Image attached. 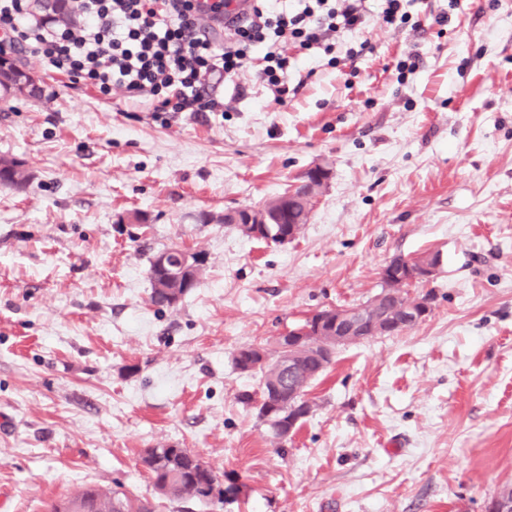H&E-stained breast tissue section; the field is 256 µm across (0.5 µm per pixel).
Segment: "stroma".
I'll return each instance as SVG.
<instances>
[{
    "label": "stroma",
    "mask_w": 512,
    "mask_h": 512,
    "mask_svg": "<svg viewBox=\"0 0 512 512\" xmlns=\"http://www.w3.org/2000/svg\"><path fill=\"white\" fill-rule=\"evenodd\" d=\"M369 7L338 66L291 61L280 102L244 71L204 117L65 86L16 51L42 96L0 111V155L32 174L0 186V512H46L85 484L157 512H486L512 484V0H411L423 34ZM314 166L328 177L288 244L218 223ZM137 210L147 223L128 222ZM167 249L206 260L174 309L150 302ZM427 251L442 256L429 316L338 349L278 450L236 351L366 303L393 256ZM161 445L241 494L157 500L142 457Z\"/></svg>",
    "instance_id": "stroma-1"
}]
</instances>
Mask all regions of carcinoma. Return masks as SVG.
Here are the masks:
<instances>
[{
    "label": "carcinoma",
    "instance_id": "carcinoma-1",
    "mask_svg": "<svg viewBox=\"0 0 512 512\" xmlns=\"http://www.w3.org/2000/svg\"><path fill=\"white\" fill-rule=\"evenodd\" d=\"M45 18L64 26L76 24V15L69 0H53L51 8L44 11ZM41 88L30 82L18 69L16 62L0 64V99H35ZM32 175L24 161L9 156H0V186L13 190L25 189ZM151 284L150 301L161 308H175L188 291L183 288H159L161 275L149 267ZM415 299L391 282L371 300V308L365 311L366 330L361 339L366 340L382 334L378 327L380 319L388 314L403 317ZM346 335V329L337 328L317 334L311 329L292 350L293 371H282L278 365L279 350L270 351L262 345L240 348L235 357L236 368L243 373L258 374L259 399L249 395L245 401L256 402L257 415L267 426L272 437L283 444L296 427V421L307 417L311 404L305 400L307 388L333 362L337 348L344 345L338 337ZM143 463L150 472L157 494L170 501H195L200 504L222 503L237 494L238 488L223 485L214 471L187 448H148ZM156 512L154 503L147 499L129 495L123 491H105L94 485L83 486L76 491L49 502L47 512Z\"/></svg>",
    "mask_w": 512,
    "mask_h": 512
}]
</instances>
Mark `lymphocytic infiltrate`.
<instances>
[{
    "instance_id": "obj_1",
    "label": "lymphocytic infiltrate",
    "mask_w": 512,
    "mask_h": 512,
    "mask_svg": "<svg viewBox=\"0 0 512 512\" xmlns=\"http://www.w3.org/2000/svg\"><path fill=\"white\" fill-rule=\"evenodd\" d=\"M79 17L59 26L29 17L28 0H0V47H21L71 86L107 95L120 89L155 112H219L220 83L254 61L258 77L283 96L290 61L286 47L331 54L344 33L360 30L366 0H251L250 18L223 37L209 21L232 0H70Z\"/></svg>"
}]
</instances>
